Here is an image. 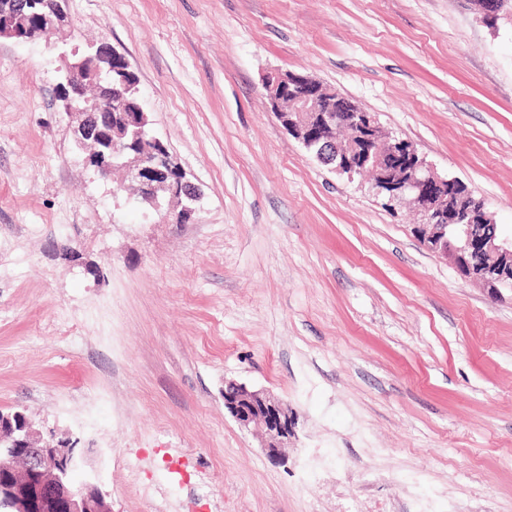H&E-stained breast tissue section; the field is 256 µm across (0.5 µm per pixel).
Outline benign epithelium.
<instances>
[{"instance_id": "7a95c632", "label": "benign epithelium", "mask_w": 512, "mask_h": 512, "mask_svg": "<svg viewBox=\"0 0 512 512\" xmlns=\"http://www.w3.org/2000/svg\"><path fill=\"white\" fill-rule=\"evenodd\" d=\"M66 0H56L54 18L44 13L18 9L0 17V37L34 39L32 20L40 17L54 31L69 25ZM509 0H481L479 14L486 23H497ZM133 74L126 58L101 43L83 58L65 63L59 97L72 118L80 146L90 148L87 160L109 177L119 169L137 192V198L155 209L166 206L167 215H192L185 201L197 191L187 181L169 179L172 159L168 148L150 128L145 112H124L134 139L152 148L121 149L112 139V127L94 121L86 97L91 79L98 86L95 108L110 109L112 59ZM318 82L295 73L268 77L265 89L283 126L319 162L350 177L369 171L378 193L391 203L413 205L420 223L415 232L429 250L445 257L459 274L474 280L496 297L512 291V239L502 237L490 218L486 203L471 191L462 193L453 211H448V183L436 173L415 147L383 131L376 118L358 109L347 97L330 92L336 110H321L312 90ZM224 407L243 427H263L262 448L273 462L283 461L282 448L295 437L296 418L263 390L230 382L224 389ZM77 441L43 435L21 413H0V512H112V502L93 478L82 484L72 474L82 468Z\"/></svg>"}]
</instances>
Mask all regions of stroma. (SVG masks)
Segmentation results:
<instances>
[{
	"label": "stroma",
	"instance_id": "35a3bbf8",
	"mask_svg": "<svg viewBox=\"0 0 512 512\" xmlns=\"http://www.w3.org/2000/svg\"><path fill=\"white\" fill-rule=\"evenodd\" d=\"M68 16L0 38V412L77 439L74 480L113 512H512V300L421 244L415 208L386 210L369 174L311 158L264 90L278 70L350 98L508 238L512 19L488 27L470 0ZM100 41L200 193L186 222L157 223L75 142L62 61ZM229 381L298 415L283 463L225 409Z\"/></svg>",
	"mask_w": 512,
	"mask_h": 512
}]
</instances>
